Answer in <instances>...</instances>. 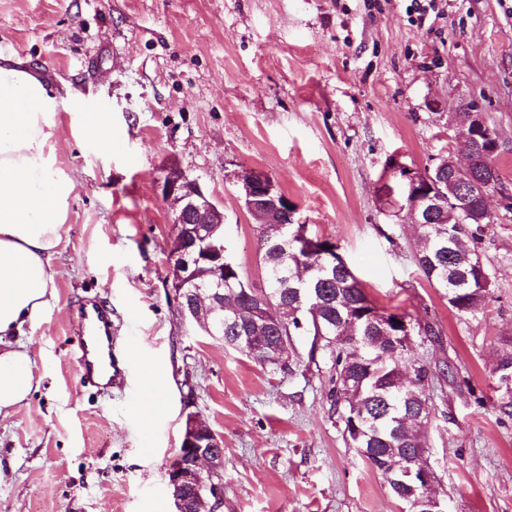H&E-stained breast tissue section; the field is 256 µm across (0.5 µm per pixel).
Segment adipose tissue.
Returning <instances> with one entry per match:
<instances>
[{
    "instance_id": "adipose-tissue-1",
    "label": "adipose tissue",
    "mask_w": 512,
    "mask_h": 512,
    "mask_svg": "<svg viewBox=\"0 0 512 512\" xmlns=\"http://www.w3.org/2000/svg\"><path fill=\"white\" fill-rule=\"evenodd\" d=\"M64 102L20 60L0 62V420L37 388L22 338L56 300L52 261L76 188L56 161Z\"/></svg>"
}]
</instances>
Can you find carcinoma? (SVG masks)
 Listing matches in <instances>:
<instances>
[{"instance_id":"cac0c4a2","label":"carcinoma","mask_w":512,"mask_h":512,"mask_svg":"<svg viewBox=\"0 0 512 512\" xmlns=\"http://www.w3.org/2000/svg\"><path fill=\"white\" fill-rule=\"evenodd\" d=\"M448 209L435 208L419 226L422 242L416 263L423 276L441 289L448 306L459 314L483 309L490 273L464 239H477L481 225ZM301 230L296 211L280 214L277 224L258 225L267 277V294L280 320L265 322L260 312V289L244 282L239 270L224 271V343L260 361L287 367L282 347L291 336H312V350L329 352L336 366V385L330 398L340 412L348 445L380 475L398 459L422 461L426 448L429 369L418 363L412 373L395 372L402 350L382 330L384 323L401 316L380 312L346 265L321 269L297 237L285 238L279 225ZM376 312L378 320L365 317Z\"/></svg>"}]
</instances>
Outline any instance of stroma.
<instances>
[{
    "label": "stroma",
    "instance_id": "obj_1",
    "mask_svg": "<svg viewBox=\"0 0 512 512\" xmlns=\"http://www.w3.org/2000/svg\"><path fill=\"white\" fill-rule=\"evenodd\" d=\"M0 57L102 113L111 150L64 132L77 183L57 300L27 344L38 389L0 421V512H174L167 464L186 413L223 440L221 512H400L347 445L328 352L299 334L288 367L185 318L166 278L175 244L159 181L176 165L224 208L244 281L265 283L243 176L267 175L309 233L334 242L381 311L437 325L407 355L431 370L426 456L448 512H512V415L495 366L512 341V212L475 249L491 276L462 316L421 274L390 169L432 167L475 106L499 134L512 193V0H0ZM112 314V388L84 384L75 313ZM165 409L144 426L149 373Z\"/></svg>",
    "mask_w": 512,
    "mask_h": 512
}]
</instances>
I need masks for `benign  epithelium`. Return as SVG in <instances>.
<instances>
[{"instance_id":"1","label":"benign epithelium","mask_w":512,"mask_h":512,"mask_svg":"<svg viewBox=\"0 0 512 512\" xmlns=\"http://www.w3.org/2000/svg\"><path fill=\"white\" fill-rule=\"evenodd\" d=\"M471 137L485 143L483 154L490 157L498 151V142L480 112L472 114ZM404 193L416 196L411 218L418 222L430 213L448 192L418 187L431 182L430 171H417L406 165L394 167ZM241 200L253 217L262 223L260 208L285 210L291 202L274 182L251 174L242 178ZM492 183L471 180L468 189L454 198V204L465 216L474 215L476 199L485 195ZM163 198L172 203L171 224L176 229V243L168 262L167 278L176 296L181 299L183 312L197 318V307L208 301L214 315L208 330L223 331L224 298V236H215L214 225L224 226V210L192 178L176 166L168 167L162 179ZM391 338L404 344L412 336L413 327L406 319L385 324ZM167 488L176 512H219L224 506V449L223 439L213 430L203 428L195 412L185 415L180 448L167 469ZM394 487L405 485L411 492L401 496V512H444L438 498L427 495L436 482L430 465L401 468L394 464L389 470Z\"/></svg>"}]
</instances>
